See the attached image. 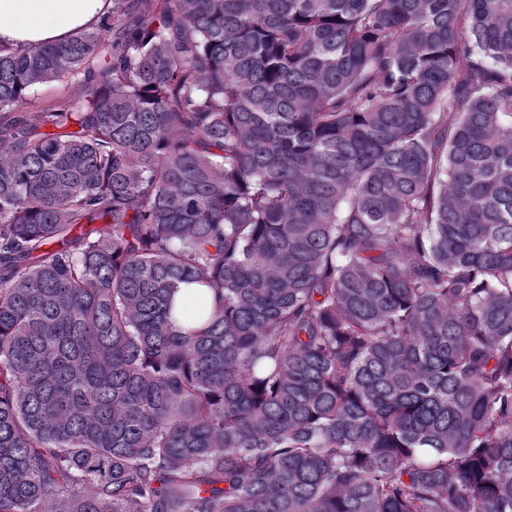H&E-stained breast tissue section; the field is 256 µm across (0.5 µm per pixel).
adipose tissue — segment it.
<instances>
[{"instance_id":"1","label":"adipose tissue","mask_w":512,"mask_h":512,"mask_svg":"<svg viewBox=\"0 0 512 512\" xmlns=\"http://www.w3.org/2000/svg\"><path fill=\"white\" fill-rule=\"evenodd\" d=\"M109 0H0V43H60L96 24Z\"/></svg>"}]
</instances>
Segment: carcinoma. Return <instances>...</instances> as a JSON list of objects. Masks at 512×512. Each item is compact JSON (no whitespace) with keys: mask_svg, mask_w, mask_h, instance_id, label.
Returning a JSON list of instances; mask_svg holds the SVG:
<instances>
[{"mask_svg":"<svg viewBox=\"0 0 512 512\" xmlns=\"http://www.w3.org/2000/svg\"><path fill=\"white\" fill-rule=\"evenodd\" d=\"M0 512H512V0L0 44ZM77 93L78 88L73 84L50 83L43 85L37 89L36 99L29 113L33 116L42 109L55 106L65 99L75 96Z\"/></svg>","mask_w":512,"mask_h":512,"instance_id":"1","label":"carcinoma"}]
</instances>
